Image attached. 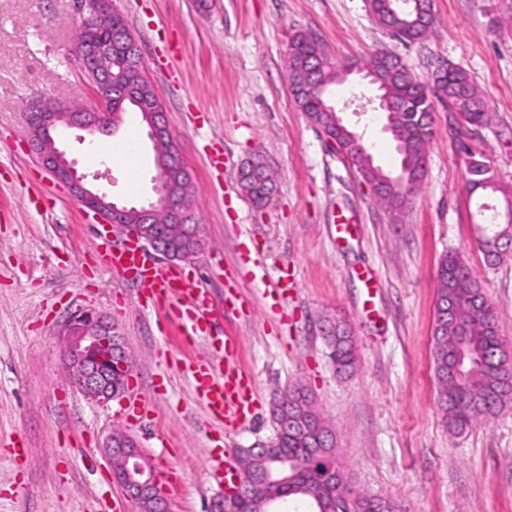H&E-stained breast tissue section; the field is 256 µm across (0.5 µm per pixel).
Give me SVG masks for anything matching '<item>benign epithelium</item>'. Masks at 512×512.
Returning a JSON list of instances; mask_svg holds the SVG:
<instances>
[{"label": "benign epithelium", "mask_w": 512, "mask_h": 512, "mask_svg": "<svg viewBox=\"0 0 512 512\" xmlns=\"http://www.w3.org/2000/svg\"><path fill=\"white\" fill-rule=\"evenodd\" d=\"M82 18L86 22L85 35L75 41L71 55L84 74L90 77V85L97 101L94 109L62 108L54 103L38 99L29 108L28 134L32 149L43 166L60 182L66 184L82 206L92 212L102 223L110 226L121 224L128 235L150 248L169 263L187 261L190 256L174 252L166 238L151 232L148 225L158 215L166 217L170 224L193 227L190 205L182 196L170 173L178 171L184 183L191 181V174L180 154L161 151L169 127L165 112L149 103L140 102L141 117L148 128V138L155 153L156 198L139 206H125L113 202L104 191L95 190L86 183V176L78 173L75 163L57 147L55 136L59 129L85 131L91 135L112 134L119 126L117 113L112 104L126 96V88L117 82L112 73V44L122 45L124 63L129 69H140L142 62L138 42L112 32V0H77ZM355 74L375 90L374 96L359 105L362 111L395 112L396 104L384 91L380 75L359 65L347 68L345 76ZM61 336V352L66 375L70 384L85 397L99 403L115 398L112 392V361H125L118 328L104 314L94 308H80L65 321ZM122 449L121 464L124 479L120 485L126 496L135 501L151 495L160 504L159 512H172L167 493L159 486L154 473L145 469L147 457L132 437H107L104 453L113 459L114 449Z\"/></svg>", "instance_id": "7a95c632"}]
</instances>
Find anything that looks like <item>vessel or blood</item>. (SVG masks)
<instances>
[{"instance_id": "1", "label": "vessel or blood", "mask_w": 512, "mask_h": 512, "mask_svg": "<svg viewBox=\"0 0 512 512\" xmlns=\"http://www.w3.org/2000/svg\"><path fill=\"white\" fill-rule=\"evenodd\" d=\"M100 249L107 265L138 282L143 310L164 311L184 327L187 335L213 339L214 316L202 283L189 278L181 269L153 263L132 237L115 241L104 236ZM190 371L194 389L214 423L230 426L252 412V382L238 367L232 344H225L222 351L191 365Z\"/></svg>"}]
</instances>
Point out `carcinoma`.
I'll return each instance as SVG.
<instances>
[{"label":"carcinoma","instance_id":"1","mask_svg":"<svg viewBox=\"0 0 512 512\" xmlns=\"http://www.w3.org/2000/svg\"><path fill=\"white\" fill-rule=\"evenodd\" d=\"M367 6L383 27L404 42L424 39L434 24V14L424 0H414L410 8L401 5V0H367ZM288 60L290 88L300 110L325 137L336 141L337 153L375 188V196L395 218L410 204L425 177L427 145L434 135L432 98L446 102L470 126L482 127L489 122L487 106L465 70L450 65L424 84L401 59L376 53L362 65L382 70L387 93L399 105V111L387 117L403 175L392 183L387 181V171L375 164L367 142L352 137L350 127L327 107L326 90L341 82L342 66L318 38L302 31L291 39ZM124 80L131 92L155 99L153 86L141 73L129 71ZM467 173L471 191L500 190L485 161L470 159ZM240 188L253 203L262 204L275 188L273 172L257 159L240 181ZM160 226L169 231L175 250L187 255L200 248L198 239L179 226L163 220ZM478 228L481 248L487 261L493 263L500 257L499 246H491L496 225L480 224ZM325 326L329 358L336 372L352 373L356 366L353 337L339 320L327 319ZM505 354L494 305L468 264L456 254L447 255L437 276L432 355L438 406L449 432H464L475 421L495 416L512 400V383L502 380L498 368ZM132 365V358L123 367L112 364V389L119 394L125 390ZM271 416L276 428L273 447L236 451L239 469L250 488L231 503L217 499V512H270L268 499L276 495L286 501L301 498L309 503L311 512H336L337 499L350 490L337 462L336 435L311 392L300 384L289 386L274 398ZM354 499L355 512H395L394 504L383 497L356 495Z\"/></svg>","mask_w":512,"mask_h":512}]
</instances>
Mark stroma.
Returning a JSON list of instances; mask_svg holds the SVG:
<instances>
[{
	"label": "stroma",
	"instance_id": "1",
	"mask_svg": "<svg viewBox=\"0 0 512 512\" xmlns=\"http://www.w3.org/2000/svg\"><path fill=\"white\" fill-rule=\"evenodd\" d=\"M136 36L145 72L192 177L201 249L187 263L210 289L216 333L236 343L255 409L225 428L208 421L186 369L208 354L167 317L140 313L138 287L98 252L100 225L40 164L26 113L45 96L93 106L87 79L69 53L82 16L76 0H0V512H78L99 499L104 512H138L103 452L113 429L131 435L164 483L173 512H206L224 493L210 454L235 460L240 448L269 445L271 404L298 382L336 433L350 489L392 500L400 512H512V402L451 434L437 404L432 329L437 273L462 256L495 306L512 351V250L487 264L475 233L468 156L487 162L512 200V0H434L435 24L418 42L380 28L365 0H112ZM315 35L338 61L378 51L397 55L420 81L440 65L466 70L490 112L483 127L462 123L435 102L422 187L399 217L373 199L356 170L296 106L286 60L291 37ZM376 164L399 159L383 114L345 110ZM57 142L91 185L115 201L154 199L151 143L139 113L114 134ZM135 144L124 172L103 157ZM262 156L276 173L269 203L255 206L238 168ZM357 230L341 240L338 214ZM288 266L296 286L275 301L270 285ZM376 285L367 288L364 273ZM80 307L105 312L136 360L128 388L143 410L118 416V400H88L66 380L58 331ZM340 318L358 364L337 375L322 338Z\"/></svg>",
	"mask_w": 512,
	"mask_h": 512
}]
</instances>
